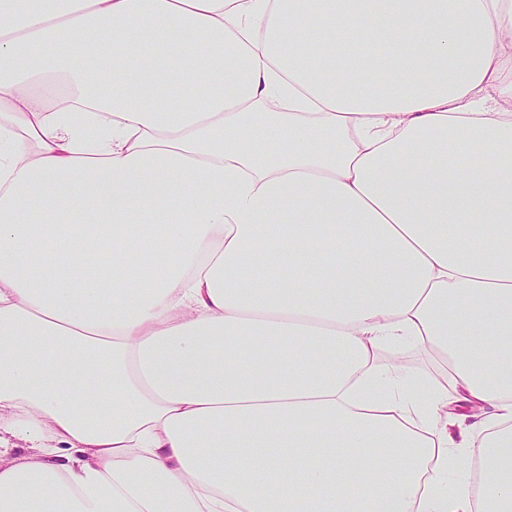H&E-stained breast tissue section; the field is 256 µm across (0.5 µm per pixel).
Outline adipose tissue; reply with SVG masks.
<instances>
[{"instance_id":"ef3b65f1","label":"adipose tissue","mask_w":512,"mask_h":512,"mask_svg":"<svg viewBox=\"0 0 512 512\" xmlns=\"http://www.w3.org/2000/svg\"><path fill=\"white\" fill-rule=\"evenodd\" d=\"M0 512H512V0H0ZM403 368L414 374L429 376L438 375V364L434 357L426 350L409 347L405 350V357L402 362Z\"/></svg>"}]
</instances>
